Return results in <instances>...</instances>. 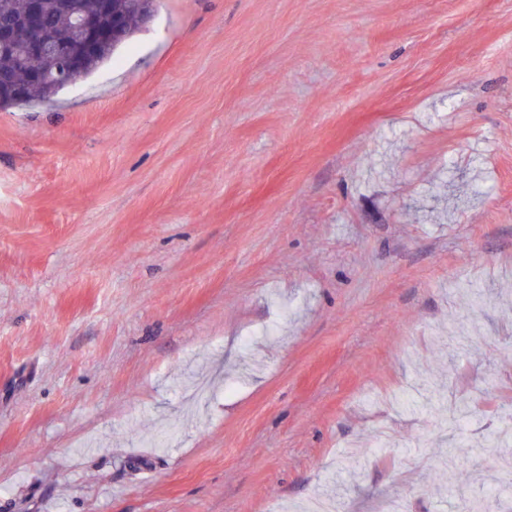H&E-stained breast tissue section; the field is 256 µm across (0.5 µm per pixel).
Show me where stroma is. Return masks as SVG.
<instances>
[{
  "mask_svg": "<svg viewBox=\"0 0 512 512\" xmlns=\"http://www.w3.org/2000/svg\"><path fill=\"white\" fill-rule=\"evenodd\" d=\"M512 0H162L0 111V512L512 503Z\"/></svg>",
  "mask_w": 512,
  "mask_h": 512,
  "instance_id": "35a3bbf8",
  "label": "stroma"
}]
</instances>
